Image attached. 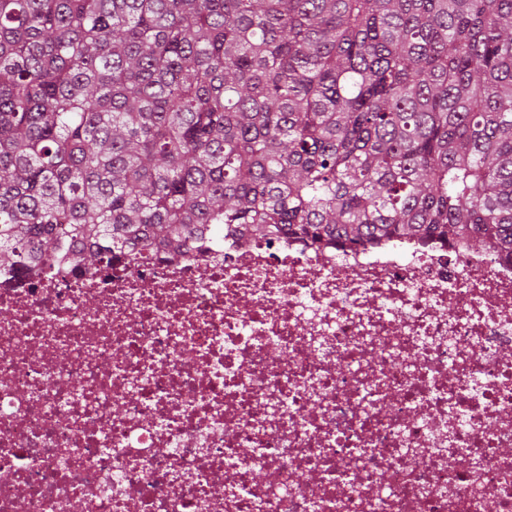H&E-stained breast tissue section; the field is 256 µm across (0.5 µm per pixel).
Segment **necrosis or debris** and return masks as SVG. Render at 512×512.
<instances>
[{"label": "necrosis or debris", "instance_id": "necrosis-or-debris-1", "mask_svg": "<svg viewBox=\"0 0 512 512\" xmlns=\"http://www.w3.org/2000/svg\"><path fill=\"white\" fill-rule=\"evenodd\" d=\"M0 512H512V260L228 238L1 271Z\"/></svg>", "mask_w": 512, "mask_h": 512}]
</instances>
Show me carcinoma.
Masks as SVG:
<instances>
[{"instance_id": "cac0c4a2", "label": "carcinoma", "mask_w": 512, "mask_h": 512, "mask_svg": "<svg viewBox=\"0 0 512 512\" xmlns=\"http://www.w3.org/2000/svg\"><path fill=\"white\" fill-rule=\"evenodd\" d=\"M207 233L512 259V0H0V268Z\"/></svg>"}]
</instances>
